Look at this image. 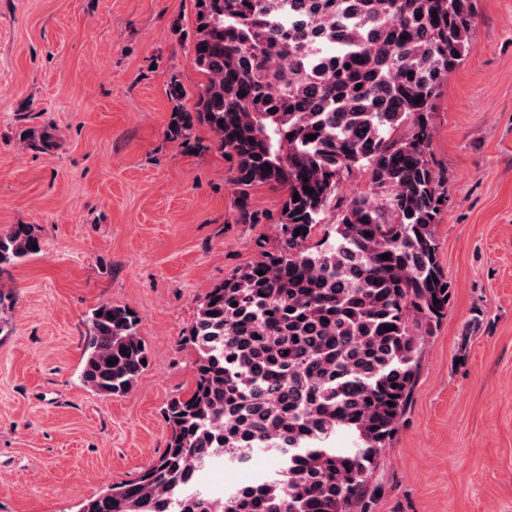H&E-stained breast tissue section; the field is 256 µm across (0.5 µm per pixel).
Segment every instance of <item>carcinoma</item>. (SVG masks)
<instances>
[{"instance_id":"cac0c4a2","label":"carcinoma","mask_w":512,"mask_h":512,"mask_svg":"<svg viewBox=\"0 0 512 512\" xmlns=\"http://www.w3.org/2000/svg\"><path fill=\"white\" fill-rule=\"evenodd\" d=\"M193 3L202 82L188 110L170 81L169 135L188 144L195 125L211 129L235 160L242 224L261 222L251 188L280 189L279 244L200 300L183 337L195 383L163 408L166 448L78 512H365L421 339L448 308L434 233L448 193L431 166V115L474 38L473 0ZM357 172L371 193L338 198ZM329 213L333 233L312 241ZM34 244L32 224L0 231V270L39 253ZM139 322L126 306L93 310L86 387L112 398L134 385L149 360ZM339 433L353 447H333ZM258 450L275 453L260 487L222 503L200 489L216 452L232 464Z\"/></svg>"}]
</instances>
